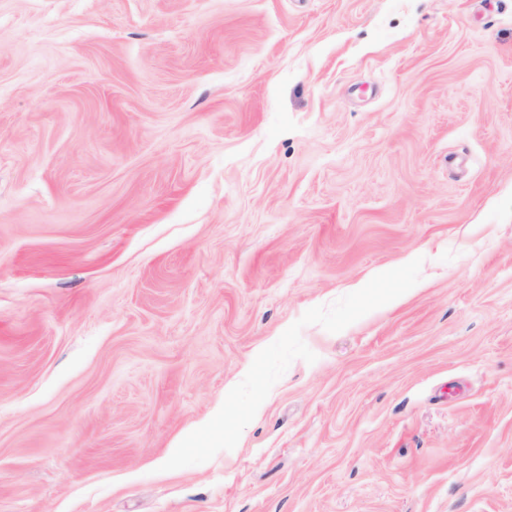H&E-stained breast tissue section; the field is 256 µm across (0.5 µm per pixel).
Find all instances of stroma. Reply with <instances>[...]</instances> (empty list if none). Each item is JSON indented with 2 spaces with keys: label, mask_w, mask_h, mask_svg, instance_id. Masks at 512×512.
Returning a JSON list of instances; mask_svg holds the SVG:
<instances>
[{
  "label": "stroma",
  "mask_w": 512,
  "mask_h": 512,
  "mask_svg": "<svg viewBox=\"0 0 512 512\" xmlns=\"http://www.w3.org/2000/svg\"><path fill=\"white\" fill-rule=\"evenodd\" d=\"M0 512H512V0H0Z\"/></svg>",
  "instance_id": "obj_1"
}]
</instances>
